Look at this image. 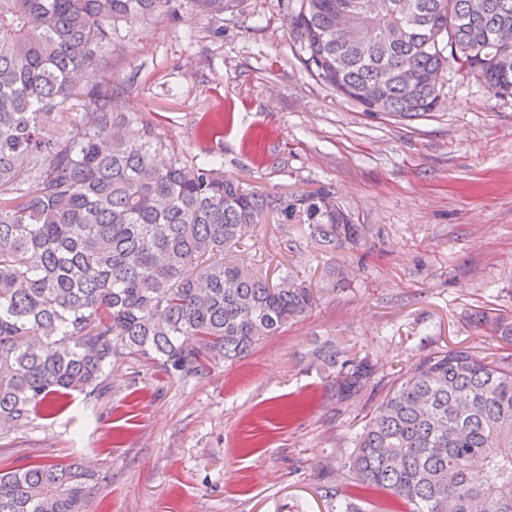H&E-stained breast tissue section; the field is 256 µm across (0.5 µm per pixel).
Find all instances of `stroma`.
Here are the masks:
<instances>
[{
  "label": "stroma",
  "mask_w": 512,
  "mask_h": 512,
  "mask_svg": "<svg viewBox=\"0 0 512 512\" xmlns=\"http://www.w3.org/2000/svg\"><path fill=\"white\" fill-rule=\"evenodd\" d=\"M286 19L285 0H242L220 22L131 19L95 77L168 156L262 191L335 192L365 239L327 252L307 225H258L251 258L316 289L311 314L197 376L117 361L94 396L0 435L1 470L81 459L100 476L87 512H399L383 493L348 495L367 414L429 353H512L470 325L479 307L512 315V97L452 70L438 111L369 115L310 76ZM333 267L349 287L324 282ZM325 343L379 367L349 401Z\"/></svg>",
  "instance_id": "35a3bbf8"
}]
</instances>
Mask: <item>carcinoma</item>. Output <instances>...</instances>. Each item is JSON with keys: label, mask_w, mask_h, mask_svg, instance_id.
Segmentation results:
<instances>
[{"label": "carcinoma", "mask_w": 512, "mask_h": 512, "mask_svg": "<svg viewBox=\"0 0 512 512\" xmlns=\"http://www.w3.org/2000/svg\"><path fill=\"white\" fill-rule=\"evenodd\" d=\"M240 2L0 0V431L99 391L119 360L199 375L304 318L312 288L239 256L256 225L307 224L330 251L365 234L329 190L273 196L211 162L160 164L153 125L90 80L127 18L222 19ZM287 18L311 76L372 114L436 111L450 63L512 95V0H299ZM477 322L512 341L509 317ZM325 357L340 400L376 371ZM348 472L404 512H512V354L421 358L366 420ZM95 486L76 461L26 464L0 472V512H86Z\"/></svg>", "instance_id": "cac0c4a2"}]
</instances>
